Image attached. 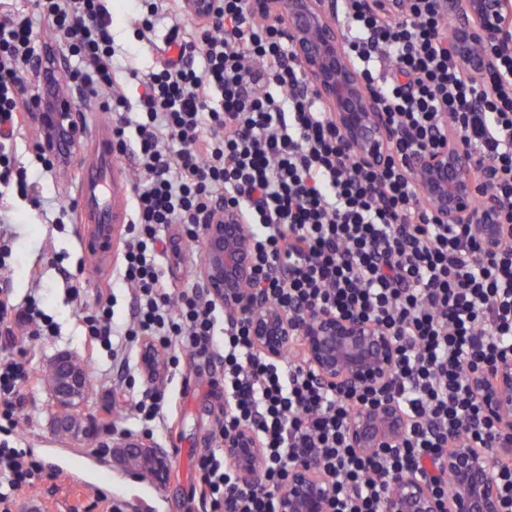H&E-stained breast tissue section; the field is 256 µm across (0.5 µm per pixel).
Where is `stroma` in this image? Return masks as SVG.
<instances>
[{"label":"stroma","mask_w":512,"mask_h":512,"mask_svg":"<svg viewBox=\"0 0 512 512\" xmlns=\"http://www.w3.org/2000/svg\"><path fill=\"white\" fill-rule=\"evenodd\" d=\"M129 0H112V34L118 48L126 52L127 66L139 70L151 67L160 55L161 40L139 41L134 34ZM13 148L19 161L29 167L37 186L38 202L15 199L8 215L7 232L12 256L0 270V285H8L16 297H24L32 285L28 272L43 271L39 296L44 310L60 323L62 334L52 340L19 338L15 356L26 361L35 375H42L58 356L67 354L87 363L96 382L79 409L96 440L116 432L129 438L139 437L141 426L133 415L131 394L125 392L117 371L111 370L105 351H91L85 331L73 311L68 292L69 272L79 271V299L94 307L101 292L104 274L95 270L87 256L80 225L59 227L54 219L58 209L76 202L75 183L82 166L74 161L61 173H47L34 163L35 136L32 129L15 135ZM202 249L190 246L180 257L165 259L163 271L175 290L191 288L200 280ZM219 364L190 360L181 356L180 366L170 391L176 402L177 416L169 435H154V443L170 453V475L165 485L148 478L130 475L113 459H103L80 445L79 441L60 442L54 434L52 417L56 405L45 385L29 389L20 417L19 435L23 447L31 449L55 472V480L36 482L25 499H37L45 512H107L96 499L97 491L120 501L124 512H204L191 489L195 479L194 464L200 453L212 444L217 426L224 417V387L219 380ZM123 406L124 414L116 418L107 413L109 403Z\"/></svg>","instance_id":"obj_1"}]
</instances>
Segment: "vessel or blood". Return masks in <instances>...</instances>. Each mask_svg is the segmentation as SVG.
Wrapping results in <instances>:
<instances>
[{
    "label": "vessel or blood",
    "mask_w": 512,
    "mask_h": 512,
    "mask_svg": "<svg viewBox=\"0 0 512 512\" xmlns=\"http://www.w3.org/2000/svg\"><path fill=\"white\" fill-rule=\"evenodd\" d=\"M117 164L112 133L98 126L90 159L84 166L76 187V219L88 228L86 246L95 261H103L112 252V226L122 220L114 209L118 186L114 176Z\"/></svg>",
    "instance_id": "obj_1"
}]
</instances>
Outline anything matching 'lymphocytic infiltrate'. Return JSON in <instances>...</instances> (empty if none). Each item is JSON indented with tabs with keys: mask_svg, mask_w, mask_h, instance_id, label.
I'll use <instances>...</instances> for the list:
<instances>
[{
	"mask_svg": "<svg viewBox=\"0 0 512 512\" xmlns=\"http://www.w3.org/2000/svg\"><path fill=\"white\" fill-rule=\"evenodd\" d=\"M135 33H167L162 57L147 72L122 76L114 62L107 0H33V11L0 0V214L10 196L35 184L6 144L37 111L44 91L28 80L42 51L33 14L48 18L67 56L70 84L98 97L112 116L117 152L134 148L137 183L115 283L133 292L123 327L112 323V297L84 316L89 343L125 372L143 340L167 352L220 357L232 404L220 430L250 425L263 441L261 491L244 490L215 445L196 462L192 494L205 512H279L274 489L292 462H315L331 479L328 512H380L384 478L430 468L456 438L488 447L496 427L472 393L467 369L512 357V241L484 252L468 224H442L416 197L404 161L438 147L453 123L476 161L501 176L491 193L512 224V50L496 54L479 79L452 53V20L442 0H402L383 19L365 0H341L346 47L383 112L401 136L393 158L368 168L341 143L320 98L310 91L276 25L251 15L246 0H213L196 16L193 37L179 22L185 0H137ZM139 93L129 98L128 82ZM238 206L254 243V285L281 308L331 310L386 326L397 344L387 386L411 420L396 446L362 455L346 439L351 415L382 392L343 393L318 384L290 359L257 354L244 327L198 289L174 292L159 266L164 231L199 241L206 214ZM0 329L7 336H57V322L36 296L16 302L0 289ZM33 376L15 358L0 361V422L17 427L23 384ZM133 409L143 427L170 431L172 402L148 386ZM30 449L0 441V512H14L37 480H55Z\"/></svg>",
	"mask_w": 512,
	"mask_h": 512,
	"instance_id": "f902f5d3",
	"label": "lymphocytic infiltrate"
}]
</instances>
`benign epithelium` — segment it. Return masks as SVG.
<instances>
[{"instance_id":"1","label":"benign epithelium","mask_w":512,"mask_h":512,"mask_svg":"<svg viewBox=\"0 0 512 512\" xmlns=\"http://www.w3.org/2000/svg\"><path fill=\"white\" fill-rule=\"evenodd\" d=\"M453 19L449 40L457 59L474 76L488 75L493 67L490 45L512 46V0H445ZM249 9L276 21L285 33L303 69L307 86L328 110L342 142L355 150L359 161L373 168L385 166L396 140L345 49L336 20L335 0H250ZM41 139L40 150L70 163L81 149L73 113L61 103L28 117ZM421 202L442 224H470L485 251H494L512 236L506 223L507 208L483 190L496 181L495 165L477 164L445 127L440 145L407 160ZM203 265L200 275L209 294L224 306V316L243 323L254 349L277 360L294 350L299 361L317 379L349 393L386 386L396 362L391 333L376 322L357 315L323 311L311 317L267 302L251 287L255 279L253 244L247 217L230 205L213 214L202 229ZM139 367L146 376L161 370L162 359L144 345ZM57 378L54 400L57 425L70 418L65 402L77 373L69 360L53 368ZM469 386L486 417L498 429L492 448H471L452 442L439 461L447 494L440 496L432 483L413 471L385 479L381 512H503V496L492 477L493 465L512 459V358L468 372ZM410 420L391 396L352 415L347 425L350 445L365 454L397 445L408 434ZM122 448L123 467L138 476L164 484L170 457L152 442L133 439ZM224 461L245 489L261 487L262 442L247 425L224 434ZM330 477L312 463L288 466L286 488L275 491L280 512H327Z\"/></svg>"}]
</instances>
